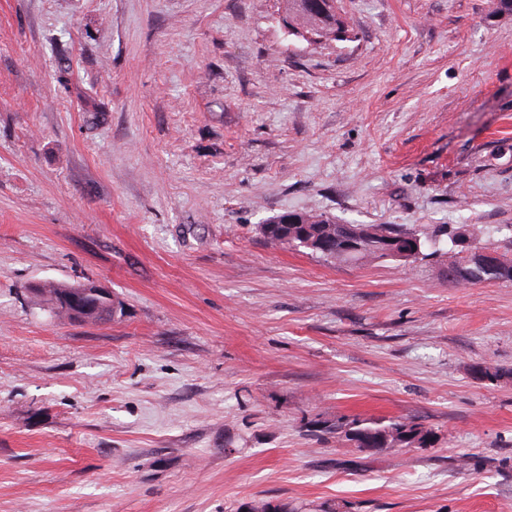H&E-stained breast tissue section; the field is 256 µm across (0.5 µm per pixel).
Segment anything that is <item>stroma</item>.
I'll return each mask as SVG.
<instances>
[{
    "mask_svg": "<svg viewBox=\"0 0 512 512\" xmlns=\"http://www.w3.org/2000/svg\"><path fill=\"white\" fill-rule=\"evenodd\" d=\"M496 4L342 0L354 40L311 44L280 0H0V512H512V283L258 231L465 224L512 257ZM45 282L120 310L57 317ZM83 286L85 285L74 286L60 283H48L39 284L36 287H33L32 290L43 288L42 292L36 294V297L39 299L40 303H42L43 306L49 308L56 316L67 318V316L62 311H56L58 309L56 307V302L59 300V295L71 292L72 290H77V288ZM87 295L100 296L103 300L88 302L84 298ZM69 320L76 323H101L111 321L113 313L112 294L104 289L92 287L81 294L70 297ZM324 432L337 442H351L357 448H422L429 443L428 431L421 424L403 418L389 420L388 424L339 418L325 426Z\"/></svg>",
    "mask_w": 512,
    "mask_h": 512,
    "instance_id": "1",
    "label": "stroma"
}]
</instances>
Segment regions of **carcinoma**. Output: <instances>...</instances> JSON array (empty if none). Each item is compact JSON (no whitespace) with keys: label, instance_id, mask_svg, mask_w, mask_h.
<instances>
[{"label":"carcinoma","instance_id":"cac0c4a2","mask_svg":"<svg viewBox=\"0 0 512 512\" xmlns=\"http://www.w3.org/2000/svg\"><path fill=\"white\" fill-rule=\"evenodd\" d=\"M340 0H285L288 26L293 30L320 31L328 41L347 38L348 29L342 16ZM294 219L299 224H284L277 217L267 224L259 226L261 235L267 242L274 245L299 247L305 242H317L323 239L332 242L329 253L318 249L313 253L327 261L358 263L367 260H391L392 250L396 242L413 238L419 241L420 248H431L446 236L450 240L466 239L468 229L461 225L450 228L446 225L422 224L419 228H408L401 224H378L381 236L374 241L371 249H359L352 245L347 235L349 225L339 224L328 216L315 214H298ZM466 247L462 246L453 262L455 275L450 282L455 284L477 285L482 283H512V275L508 268L478 266L470 262L464 255ZM43 291L36 294L42 305L55 312L58 317L65 314L57 310L59 296L68 293L76 286L60 283L41 285ZM324 432L336 441L353 443L357 448H388V447H425L429 443L428 431L421 424L408 419H393L388 423L367 422L358 418L351 420L339 418L336 422L325 426Z\"/></svg>","mask_w":512,"mask_h":512}]
</instances>
